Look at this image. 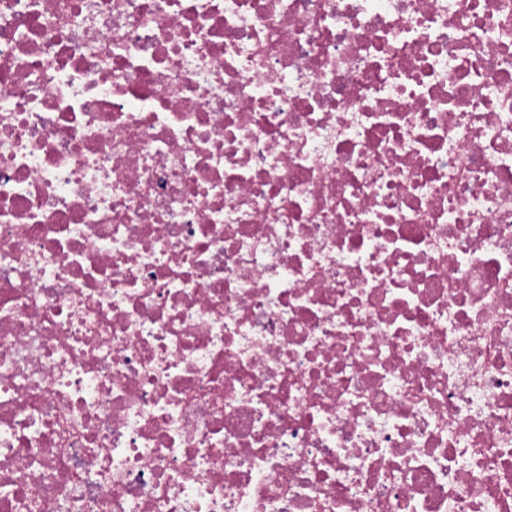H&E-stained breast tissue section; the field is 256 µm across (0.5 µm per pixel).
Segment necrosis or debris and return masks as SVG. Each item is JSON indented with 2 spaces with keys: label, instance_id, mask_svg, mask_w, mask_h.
<instances>
[{
  "label": "necrosis or debris",
  "instance_id": "necrosis-or-debris-1",
  "mask_svg": "<svg viewBox=\"0 0 512 512\" xmlns=\"http://www.w3.org/2000/svg\"><path fill=\"white\" fill-rule=\"evenodd\" d=\"M0 512H512V0H0Z\"/></svg>",
  "mask_w": 512,
  "mask_h": 512
}]
</instances>
